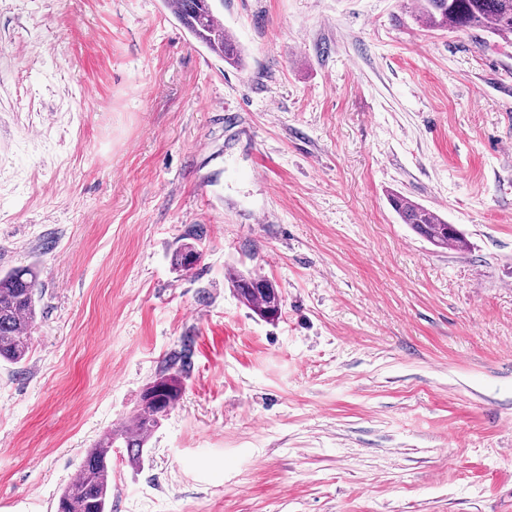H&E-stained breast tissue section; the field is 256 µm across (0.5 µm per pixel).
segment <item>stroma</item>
Instances as JSON below:
<instances>
[{
    "mask_svg": "<svg viewBox=\"0 0 512 512\" xmlns=\"http://www.w3.org/2000/svg\"><path fill=\"white\" fill-rule=\"evenodd\" d=\"M411 9L224 0L231 67L164 0H0V270L40 295L0 363V512H55L183 348L112 512H512V42ZM390 205L404 224L438 248H464L463 233L441 215L402 194H391ZM229 279L239 301L266 321H275L282 315V297L276 285L265 276L234 271Z\"/></svg>",
    "mask_w": 512,
    "mask_h": 512,
    "instance_id": "stroma-1",
    "label": "stroma"
}]
</instances>
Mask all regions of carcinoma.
<instances>
[{"label":"carcinoma","instance_id":"cac0c4a2","mask_svg":"<svg viewBox=\"0 0 512 512\" xmlns=\"http://www.w3.org/2000/svg\"><path fill=\"white\" fill-rule=\"evenodd\" d=\"M177 21L203 48L230 66L241 63L238 42L221 21L223 0H165ZM413 19L430 31L478 28L512 40V0H415ZM390 205L403 223L432 245L463 248V233L441 215L402 194H393ZM239 301L267 321L282 315V297L276 285L257 273L229 274ZM38 270L34 265L0 272V360L24 363L31 348L30 331L37 315ZM184 369L173 358L150 381L141 395L133 420L102 437L80 463L76 477L60 494L64 512H109L112 493V448L126 449L128 462L140 464L149 437L160 420L182 398Z\"/></svg>","mask_w":512,"mask_h":512}]
</instances>
